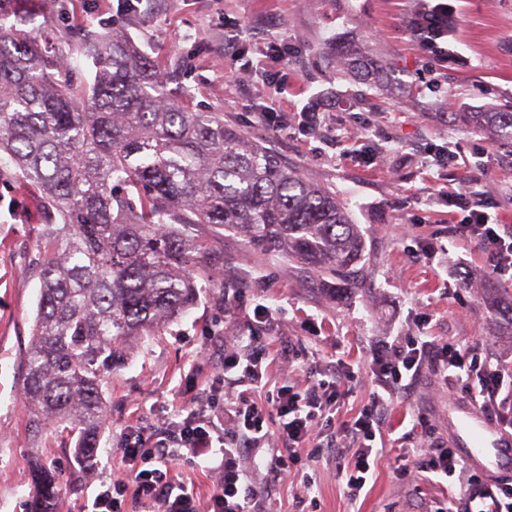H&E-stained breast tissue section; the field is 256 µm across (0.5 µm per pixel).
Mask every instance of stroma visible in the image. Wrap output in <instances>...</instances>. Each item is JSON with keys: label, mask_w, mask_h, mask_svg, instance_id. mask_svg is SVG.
<instances>
[{"label": "stroma", "mask_w": 512, "mask_h": 512, "mask_svg": "<svg viewBox=\"0 0 512 512\" xmlns=\"http://www.w3.org/2000/svg\"><path fill=\"white\" fill-rule=\"evenodd\" d=\"M445 2L458 19L448 62L433 59L411 35L416 0H37L30 27L56 49L73 30L106 24L124 30L167 79V91L192 111L215 112L246 129L303 176L345 203L365 241L347 290L329 294L324 276L287 258L248 246L235 232H196L202 290L181 318L139 339L127 361L105 375L107 417L91 469L73 454L76 437L62 425L34 430L22 392L23 356L39 293L37 246L43 236L32 199L0 177V512H29L33 469L56 476L57 512H83L99 484L122 467L119 444L129 429L165 428L172 402L213 403L249 390L224 376V351L263 304L270 357L269 387L305 386L342 362L336 425L369 404L376 382L367 362L381 343L429 336L472 345L512 362V322L490 317L488 293H512V280L492 273L485 256L448 229V194H480L499 222L512 224V146L455 120L458 112L512 106V0ZM370 49L384 78L369 87L336 63V44ZM314 106L309 129L301 112ZM275 107L285 125L262 124ZM245 286L236 301L228 288ZM460 383L424 368L407 394L387 409L385 447L357 499L338 470L354 452L348 440L307 443L309 473L274 480L265 464L278 447L243 461L257 493L256 512H447L465 493L466 478L441 484L419 468L396 478L398 456L429 454V437H448V401L464 399Z\"/></svg>", "instance_id": "stroma-1"}]
</instances>
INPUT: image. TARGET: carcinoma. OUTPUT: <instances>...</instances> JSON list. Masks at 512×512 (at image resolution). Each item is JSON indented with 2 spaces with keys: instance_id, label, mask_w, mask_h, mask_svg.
Segmentation results:
<instances>
[{
  "instance_id": "obj_1",
  "label": "carcinoma",
  "mask_w": 512,
  "mask_h": 512,
  "mask_svg": "<svg viewBox=\"0 0 512 512\" xmlns=\"http://www.w3.org/2000/svg\"><path fill=\"white\" fill-rule=\"evenodd\" d=\"M35 0H0V169L38 200L46 235L38 246V304L24 358L23 390L37 427L65 423L84 465L97 454L107 407L104 375L134 340L174 321L200 292L196 224L229 229L252 246L347 279L363 238L347 209L263 143L192 112L121 30L79 32L68 54L32 38ZM456 19L437 5L409 30L429 53ZM364 84L380 70L361 50L336 51ZM459 120L512 144V110L461 112ZM512 321V297L487 301ZM54 477L39 469L30 512H53Z\"/></svg>"
}]
</instances>
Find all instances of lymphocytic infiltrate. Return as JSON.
Segmentation results:
<instances>
[{
    "mask_svg": "<svg viewBox=\"0 0 512 512\" xmlns=\"http://www.w3.org/2000/svg\"><path fill=\"white\" fill-rule=\"evenodd\" d=\"M449 205L459 207L465 216L452 225L453 233L465 243L481 248L488 256L493 273L512 274V225L493 222L486 202L478 195L449 196ZM247 351L231 350L224 356L225 371L238 370L253 387H261L269 364L263 355L265 342L256 331H249ZM431 363L442 378L460 382L463 390L485 412L507 428H512V412L501 409L497 397L503 386L502 366L482 357L475 347L457 343L438 344L419 336L403 346L382 345L370 357L371 372L378 390L370 403L343 430L355 447L354 463L345 471L351 497H359L372 465L381 456L378 446L383 437L385 407L390 398L410 388L423 363ZM342 396L339 381L318 380L303 388L280 387L268 392L265 403H247L240 397L224 401L222 414L206 407L188 409L171 428L152 436L129 433L120 442L122 475L102 483L90 512H134L137 504H151L157 512H199L201 502L195 483L172 473V463L184 456L194 458L222 449L212 459V470L222 475L209 495L208 512H252L256 493L240 460L247 450L260 447L268 435L269 423H276L282 447L271 449L270 470L285 476L301 467V448L310 442L319 420ZM462 512H512V482L488 488L480 478L471 477Z\"/></svg>",
    "mask_w": 512,
    "mask_h": 512,
    "instance_id": "obj_1",
    "label": "lymphocytic infiltrate"
}]
</instances>
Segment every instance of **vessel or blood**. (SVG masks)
I'll return each mask as SVG.
<instances>
[{"instance_id": "vessel-or-blood-1", "label": "vessel or blood", "mask_w": 512, "mask_h": 512, "mask_svg": "<svg viewBox=\"0 0 512 512\" xmlns=\"http://www.w3.org/2000/svg\"><path fill=\"white\" fill-rule=\"evenodd\" d=\"M448 429L467 464L484 472L489 483L512 473V430L504 429L478 405L449 402Z\"/></svg>"}]
</instances>
